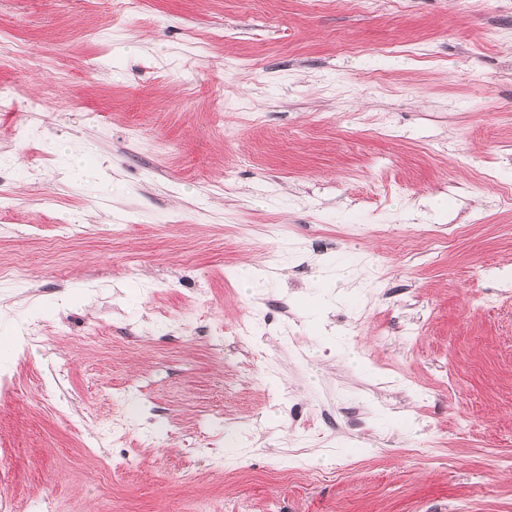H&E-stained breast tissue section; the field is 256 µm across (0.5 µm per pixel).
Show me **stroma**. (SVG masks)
<instances>
[{"mask_svg": "<svg viewBox=\"0 0 512 512\" xmlns=\"http://www.w3.org/2000/svg\"><path fill=\"white\" fill-rule=\"evenodd\" d=\"M1 90L11 512H512V0H0Z\"/></svg>", "mask_w": 512, "mask_h": 512, "instance_id": "1", "label": "stroma"}]
</instances>
